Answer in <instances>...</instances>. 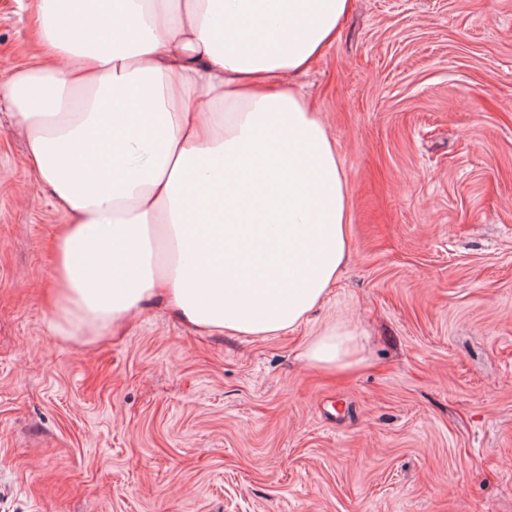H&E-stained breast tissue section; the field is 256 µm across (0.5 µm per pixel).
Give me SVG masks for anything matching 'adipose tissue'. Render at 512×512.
I'll use <instances>...</instances> for the list:
<instances>
[{"mask_svg": "<svg viewBox=\"0 0 512 512\" xmlns=\"http://www.w3.org/2000/svg\"><path fill=\"white\" fill-rule=\"evenodd\" d=\"M354 0H35L43 53L0 84L66 222L53 325L97 336L165 294L200 333L294 330L348 260L346 177L295 79ZM361 362L354 331L305 352Z\"/></svg>", "mask_w": 512, "mask_h": 512, "instance_id": "obj_1", "label": "adipose tissue"}]
</instances>
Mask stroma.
<instances>
[{
    "mask_svg": "<svg viewBox=\"0 0 512 512\" xmlns=\"http://www.w3.org/2000/svg\"><path fill=\"white\" fill-rule=\"evenodd\" d=\"M38 52L34 0H0V83ZM299 82L351 256L266 338L160 301L57 335L65 216L0 104V512H512V0H355ZM337 326L362 365L310 366Z\"/></svg>",
    "mask_w": 512,
    "mask_h": 512,
    "instance_id": "1",
    "label": "stroma"
}]
</instances>
